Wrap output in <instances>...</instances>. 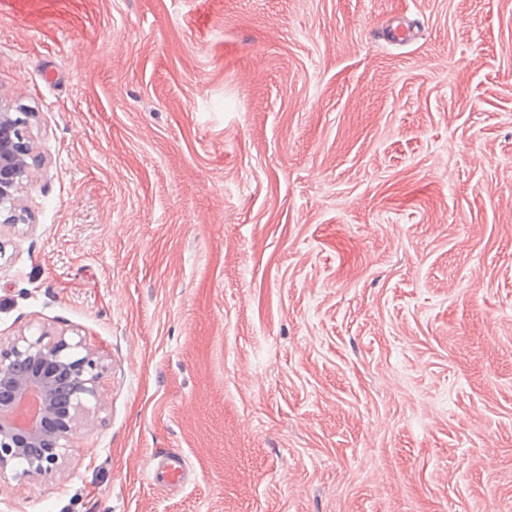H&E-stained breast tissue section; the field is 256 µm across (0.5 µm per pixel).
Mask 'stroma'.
Returning <instances> with one entry per match:
<instances>
[{"label": "stroma", "instance_id": "35a3bbf8", "mask_svg": "<svg viewBox=\"0 0 512 512\" xmlns=\"http://www.w3.org/2000/svg\"><path fill=\"white\" fill-rule=\"evenodd\" d=\"M0 101V340L102 365L0 512H512V0H0ZM15 117L9 112L0 115V210L11 213L4 221H18L12 214L14 191L24 179L31 177L26 158L31 154L27 127L31 112L19 110ZM185 465V460L179 453L167 454L155 467H149L148 477L153 483H179L184 478Z\"/></svg>", "mask_w": 512, "mask_h": 512}]
</instances>
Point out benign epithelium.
<instances>
[{
	"label": "benign epithelium",
	"instance_id": "benign-epithelium-1",
	"mask_svg": "<svg viewBox=\"0 0 512 512\" xmlns=\"http://www.w3.org/2000/svg\"><path fill=\"white\" fill-rule=\"evenodd\" d=\"M31 113L0 115V210L12 214L14 191L31 177ZM99 356L93 346L60 337L20 336L0 347V483L59 470L77 428L98 400Z\"/></svg>",
	"mask_w": 512,
	"mask_h": 512
}]
</instances>
